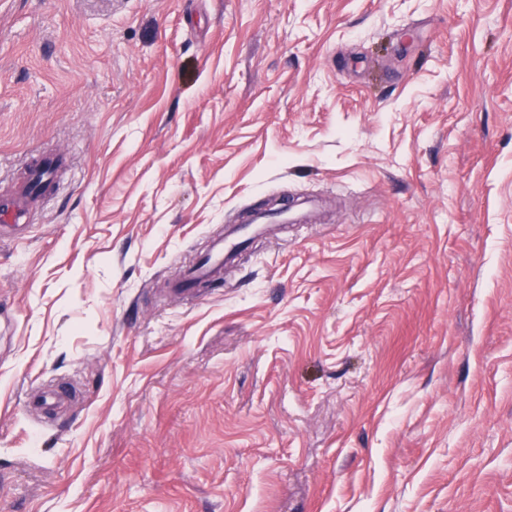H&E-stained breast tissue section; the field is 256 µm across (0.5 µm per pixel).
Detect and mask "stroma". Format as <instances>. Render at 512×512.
Here are the masks:
<instances>
[{
	"mask_svg": "<svg viewBox=\"0 0 512 512\" xmlns=\"http://www.w3.org/2000/svg\"><path fill=\"white\" fill-rule=\"evenodd\" d=\"M46 156L0 512H512V0H0V198ZM265 225L263 222L233 225L227 228L224 236L212 239L206 256L186 268L187 273L180 289H190L201 280L216 279L224 271V264L234 261L246 238L263 234ZM180 289L176 288L175 292L183 293Z\"/></svg>",
	"mask_w": 512,
	"mask_h": 512,
	"instance_id": "35a3bbf8",
	"label": "stroma"
}]
</instances>
